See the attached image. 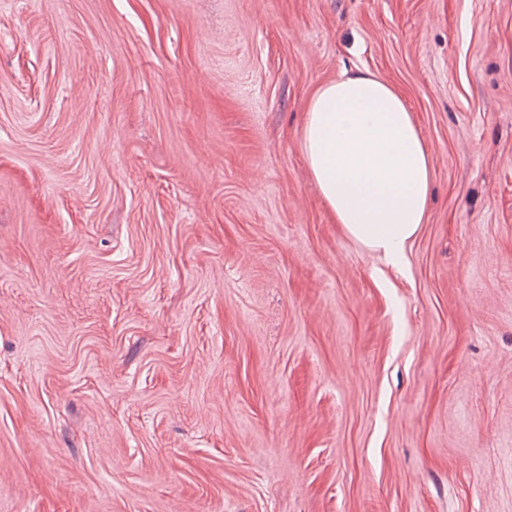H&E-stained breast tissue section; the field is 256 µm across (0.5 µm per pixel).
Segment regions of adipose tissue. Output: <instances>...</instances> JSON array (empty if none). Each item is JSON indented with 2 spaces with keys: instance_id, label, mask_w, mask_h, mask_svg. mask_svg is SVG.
<instances>
[{
  "instance_id": "ef3b65f1",
  "label": "adipose tissue",
  "mask_w": 512,
  "mask_h": 512,
  "mask_svg": "<svg viewBox=\"0 0 512 512\" xmlns=\"http://www.w3.org/2000/svg\"><path fill=\"white\" fill-rule=\"evenodd\" d=\"M302 147L337 223L398 262L424 222L432 172L396 89L369 73L321 85L307 105Z\"/></svg>"
}]
</instances>
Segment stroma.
<instances>
[{"instance_id": "1", "label": "stroma", "mask_w": 512, "mask_h": 512, "mask_svg": "<svg viewBox=\"0 0 512 512\" xmlns=\"http://www.w3.org/2000/svg\"><path fill=\"white\" fill-rule=\"evenodd\" d=\"M358 72L396 265L302 152ZM0 512H512V0H0ZM302 147L337 224L396 264L424 222L432 181L429 150L396 89L369 73L321 85Z\"/></svg>"}]
</instances>
